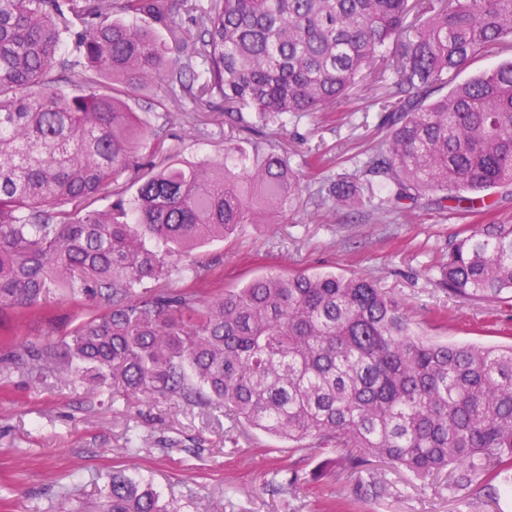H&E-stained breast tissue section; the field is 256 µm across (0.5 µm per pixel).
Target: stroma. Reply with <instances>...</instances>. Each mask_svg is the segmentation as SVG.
I'll list each match as a JSON object with an SVG mask.
<instances>
[{"label": "stroma", "instance_id": "obj_1", "mask_svg": "<svg viewBox=\"0 0 512 512\" xmlns=\"http://www.w3.org/2000/svg\"><path fill=\"white\" fill-rule=\"evenodd\" d=\"M383 92L361 79L334 111L290 121L272 144L302 174L300 206L284 217L247 224L224 240L197 250L169 289L195 285L214 294L275 270L283 274L332 271L361 276L397 297L430 337L455 344L512 343V308L465 300L442 287L441 266L451 245L480 224H512V186L493 192L497 204L475 215L419 201L384 214L370 207L328 203L333 179L353 173L386 136L375 104ZM147 121L162 119L165 146L184 159L217 158L241 131L225 123L222 100L197 109L191 125L174 103L159 105ZM322 158L308 173L305 158ZM95 303L51 298L38 313L0 309V342L56 339ZM139 434L137 455L124 454L125 439ZM281 440L180 399L145 394L111 398L92 386L54 380L31 386L15 372L0 374V512H58L99 497L114 472H136L163 493L169 512H327L333 501L353 502L352 512H512V495L472 483L454 491L448 475L425 481L383 460L366 457L350 468L346 448L304 449L295 473L283 471ZM381 486L377 496L356 498L359 480Z\"/></svg>", "mask_w": 512, "mask_h": 512}]
</instances>
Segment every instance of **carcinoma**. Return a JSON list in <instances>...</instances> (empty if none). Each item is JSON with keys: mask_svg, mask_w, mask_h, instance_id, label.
Returning a JSON list of instances; mask_svg holds the SVG:
<instances>
[{"mask_svg": "<svg viewBox=\"0 0 512 512\" xmlns=\"http://www.w3.org/2000/svg\"><path fill=\"white\" fill-rule=\"evenodd\" d=\"M164 0H0V308L59 291L97 309L60 339L5 347L0 373L53 377L114 396L181 398L305 447L357 448L452 488L512 490V346L420 332L363 277L256 276L215 297L145 283L174 260L302 198L288 158L254 142L224 158L164 154L165 126L132 104L157 84L172 101L224 100V120L270 124L327 112L381 60L389 138L331 202L400 209L422 196L486 207L512 185V61L459 71L512 42V0H210L189 15L187 52ZM454 295L512 302V224H484L443 265ZM480 458L483 463L474 465ZM122 472L82 512H164Z\"/></svg>", "mask_w": 512, "mask_h": 512, "instance_id": "1", "label": "carcinoma"}]
</instances>
